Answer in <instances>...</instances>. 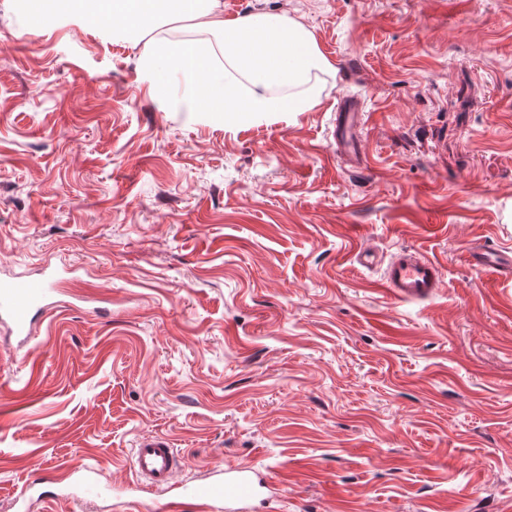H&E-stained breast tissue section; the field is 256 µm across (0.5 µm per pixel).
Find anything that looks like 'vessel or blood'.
Here are the masks:
<instances>
[{
    "label": "vessel or blood",
    "mask_w": 512,
    "mask_h": 512,
    "mask_svg": "<svg viewBox=\"0 0 512 512\" xmlns=\"http://www.w3.org/2000/svg\"><path fill=\"white\" fill-rule=\"evenodd\" d=\"M367 114L351 96L341 97L336 105L334 140L336 152L351 167H360V132ZM473 267L490 273L512 272V250L478 249L471 255ZM55 275L15 277L0 283V316L7 318L15 334L29 337L35 317L54 305ZM441 282V268L433 259L411 250L391 256L382 277L384 293L398 301L420 300L433 295ZM182 465L177 450L161 436L142 437L133 452L137 477L160 493L165 512H181L183 499H192L197 512H250L260 498L266 482L258 473L227 467L193 484L176 485L174 476Z\"/></svg>",
    "instance_id": "1"
}]
</instances>
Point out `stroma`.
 Instances as JSON below:
<instances>
[{
	"mask_svg": "<svg viewBox=\"0 0 512 512\" xmlns=\"http://www.w3.org/2000/svg\"><path fill=\"white\" fill-rule=\"evenodd\" d=\"M300 19L333 70L319 105L230 127L159 111L140 47L28 33L0 0V280L63 268L20 341L0 322V512H162L57 496L63 473L250 467L279 512H500L512 502V0H223ZM368 121L336 155L340 96ZM438 262L424 300L382 260ZM470 262L481 271L509 274L512 270V250L492 251L480 248L472 253ZM441 282L440 265L417 251H401L385 264L382 290L398 301L420 300L433 295Z\"/></svg>",
	"mask_w": 512,
	"mask_h": 512,
	"instance_id": "1",
	"label": "stroma"
}]
</instances>
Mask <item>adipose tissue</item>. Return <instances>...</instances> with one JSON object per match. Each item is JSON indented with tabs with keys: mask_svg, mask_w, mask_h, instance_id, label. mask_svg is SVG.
<instances>
[{
	"mask_svg": "<svg viewBox=\"0 0 512 512\" xmlns=\"http://www.w3.org/2000/svg\"><path fill=\"white\" fill-rule=\"evenodd\" d=\"M29 27L94 30L144 43L139 71L160 111L179 107L226 124L309 112L320 102L314 72L331 69L315 36L285 14L225 18L222 0H14ZM185 34L159 29L161 19Z\"/></svg>",
	"mask_w": 512,
	"mask_h": 512,
	"instance_id": "adipose-tissue-1",
	"label": "adipose tissue"
}]
</instances>
